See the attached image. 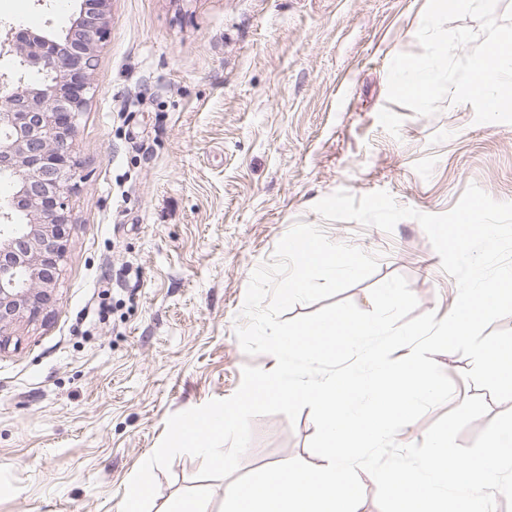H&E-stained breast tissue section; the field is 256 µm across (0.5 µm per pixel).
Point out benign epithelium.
Here are the masks:
<instances>
[{"instance_id":"obj_1","label":"benign epithelium","mask_w":512,"mask_h":512,"mask_svg":"<svg viewBox=\"0 0 512 512\" xmlns=\"http://www.w3.org/2000/svg\"><path fill=\"white\" fill-rule=\"evenodd\" d=\"M109 0H80L62 33L10 31L0 55L15 57L0 73V335L35 318L53 297L67 246L77 121L87 103L95 48L106 34Z\"/></svg>"}]
</instances>
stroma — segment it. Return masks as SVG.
<instances>
[{"label": "stroma", "mask_w": 512, "mask_h": 512, "mask_svg": "<svg viewBox=\"0 0 512 512\" xmlns=\"http://www.w3.org/2000/svg\"><path fill=\"white\" fill-rule=\"evenodd\" d=\"M427 0H110L72 142L71 222L52 301L0 344V512H121L168 418L271 370L236 337L252 272L296 222L378 255L341 292L404 276L418 313L445 317L457 284L412 219L392 233L327 221L337 190L387 191L449 211L470 184L512 201V124L444 100L432 116L388 101V68L420 53ZM78 0H0V33L70 27ZM239 472L319 465L309 410L251 422ZM200 458L155 470L153 512L177 497L220 512L226 480Z\"/></svg>", "instance_id": "35a3bbf8"}]
</instances>
